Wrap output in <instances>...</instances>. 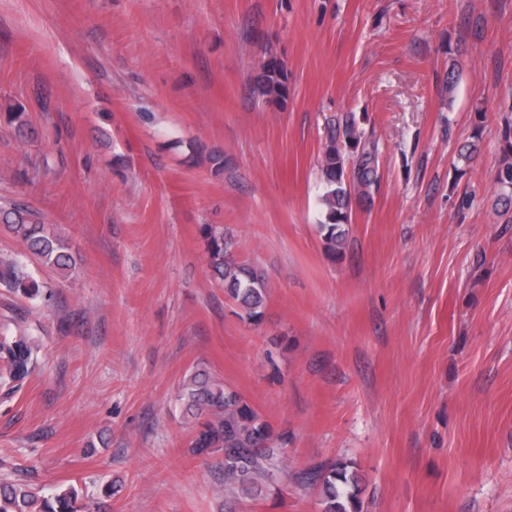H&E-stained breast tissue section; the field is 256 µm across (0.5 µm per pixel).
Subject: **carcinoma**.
Returning <instances> with one entry per match:
<instances>
[{
    "mask_svg": "<svg viewBox=\"0 0 512 512\" xmlns=\"http://www.w3.org/2000/svg\"><path fill=\"white\" fill-rule=\"evenodd\" d=\"M255 90L268 101L288 97L286 67L272 59L255 78ZM8 123L18 133L27 126L22 105L9 106ZM363 135L347 117L332 134L319 163L322 193L318 231L331 255L344 249L352 219V197L367 193L377 181L378 148L362 141ZM507 150L497 173L495 207L512 210V128L504 131ZM0 227L19 238L26 250L66 276L77 273V259L64 239L46 229L41 215L24 203L0 208ZM206 241V262L213 280L224 287L247 320L264 318L267 287L262 275L248 264L233 258L234 242L228 234L211 226L202 228ZM0 283L29 297L41 294L40 285L28 281L14 266L0 268ZM37 363V345L13 322L0 323V386L25 378ZM178 399L194 422L189 452L194 456L220 459L224 484L242 496H258L278 481L286 470L280 448L275 445L271 426L235 390L197 370L183 381ZM301 484L321 486V512H361L360 479L351 465L342 461L317 464L297 476ZM98 501L84 502L71 485L42 493L25 482H0V512H102Z\"/></svg>",
    "mask_w": 512,
    "mask_h": 512,
    "instance_id": "1",
    "label": "carcinoma"
}]
</instances>
